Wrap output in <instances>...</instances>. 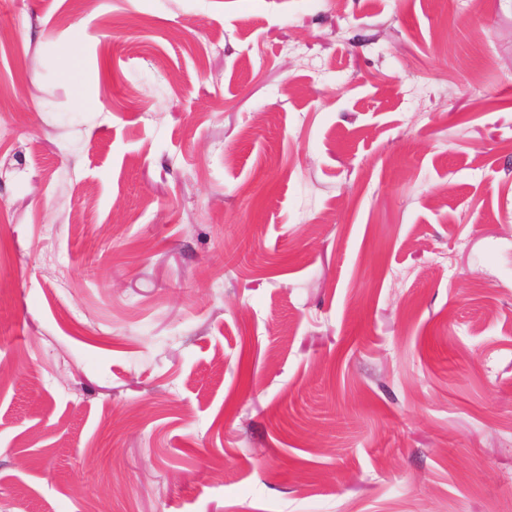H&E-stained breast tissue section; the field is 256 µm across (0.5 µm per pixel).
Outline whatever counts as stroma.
Returning <instances> with one entry per match:
<instances>
[{"label": "stroma", "mask_w": 512, "mask_h": 512, "mask_svg": "<svg viewBox=\"0 0 512 512\" xmlns=\"http://www.w3.org/2000/svg\"><path fill=\"white\" fill-rule=\"evenodd\" d=\"M0 31V512H512V0Z\"/></svg>", "instance_id": "obj_1"}]
</instances>
